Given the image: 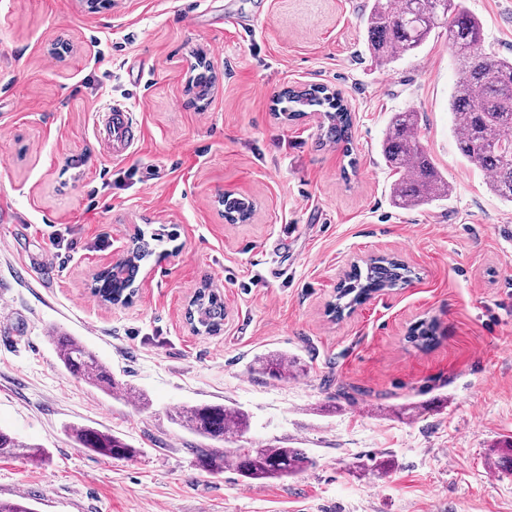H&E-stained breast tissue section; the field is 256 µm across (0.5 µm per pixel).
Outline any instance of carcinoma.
<instances>
[{
  "label": "carcinoma",
  "instance_id": "cac0c4a2",
  "mask_svg": "<svg viewBox=\"0 0 512 512\" xmlns=\"http://www.w3.org/2000/svg\"><path fill=\"white\" fill-rule=\"evenodd\" d=\"M364 25L366 48L383 66L413 53L436 29L447 26L448 44L462 69L449 100L455 126L460 128L459 150L488 175L494 195L512 202V59L482 51V24L461 6L460 0H372ZM278 103L289 120L302 116L310 108H318L327 121V139L336 144H350L351 113L339 95H328V88L287 89L279 96ZM417 128L416 113L394 112L381 144L385 165L397 175L391 198L400 209L443 201L452 193V185L428 157ZM251 211L252 204L242 199L224 198V218L230 221H243ZM160 242L159 233L138 232L124 266L115 275L110 271L97 274L93 278V292L106 302H118L132 295L142 263L156 254V244ZM411 276L412 270L395 259H372L366 271L356 269L347 276L337 291L336 303L331 305L332 313L339 317L372 293L398 288ZM191 309L196 313L198 331L210 335L223 325L224 301L209 285L198 290ZM52 340L68 373L106 394L117 389L109 368L84 342L74 336H54ZM295 366L294 359L279 353L259 362V369L271 378L286 376ZM173 421L215 442H229L248 426L244 413L221 404L182 408L176 411ZM70 436L78 445L102 458L126 459L138 453L124 438L94 427L73 426ZM0 456L38 464L45 460L46 451L0 430ZM226 464L247 480H282L304 471L309 457L300 448L277 446L229 448L222 452L197 449V465L201 470L220 472Z\"/></svg>",
  "mask_w": 512,
  "mask_h": 512
}]
</instances>
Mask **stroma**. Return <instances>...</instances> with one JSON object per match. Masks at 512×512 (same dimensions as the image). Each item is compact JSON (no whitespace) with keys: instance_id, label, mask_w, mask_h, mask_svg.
I'll return each instance as SVG.
<instances>
[{"instance_id":"obj_1","label":"stroma","mask_w":512,"mask_h":512,"mask_svg":"<svg viewBox=\"0 0 512 512\" xmlns=\"http://www.w3.org/2000/svg\"><path fill=\"white\" fill-rule=\"evenodd\" d=\"M369 0H0V429L47 452L0 457V499L33 512H512V204L461 155L449 99L461 69L445 29L380 66L365 46ZM486 52L512 58V0H462ZM204 59L214 78L191 87ZM340 92L351 144L323 116L289 120L288 88ZM122 104L137 142L114 158L97 113ZM418 115L454 188L414 209L391 202L381 156L391 113ZM252 202L224 219L223 197ZM169 240L128 305L93 276L135 229ZM66 246L54 249L52 236ZM390 255L413 272L335 318L353 265ZM224 300L220 334L186 320L202 285ZM431 321L429 348L411 342ZM80 338L141 407L61 365ZM283 353L274 380L256 358ZM249 418L237 448L302 449L283 481L197 466L206 442L172 423L185 406ZM86 425L138 453L107 460L69 436ZM389 463L381 476L368 461Z\"/></svg>"}]
</instances>
